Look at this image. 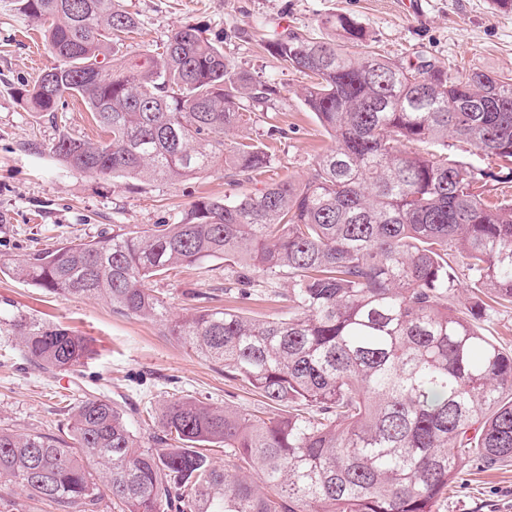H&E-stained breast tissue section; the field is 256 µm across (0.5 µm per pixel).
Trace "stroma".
I'll use <instances>...</instances> for the list:
<instances>
[{"instance_id": "stroma-1", "label": "stroma", "mask_w": 512, "mask_h": 512, "mask_svg": "<svg viewBox=\"0 0 512 512\" xmlns=\"http://www.w3.org/2000/svg\"><path fill=\"white\" fill-rule=\"evenodd\" d=\"M137 19L125 39L128 56L161 52L170 33L200 30L223 46L232 64L276 82L279 96L268 121L230 132L266 142L269 124L284 135L274 145L271 175L305 179L331 143L299 95L305 79L284 68L269 41L294 31L321 38L322 17L350 15L370 32L373 49L400 63L435 58L460 71L512 77V11L493 0H120ZM41 21L27 17L21 0H0V263L74 239L173 224L197 200L224 199L260 189L238 184L215 168L176 181L158 180L129 191L121 178L90 176L64 166L52 147L61 136L98 139L100 131L79 99L53 114L27 109L21 100L57 60L40 39ZM169 317L233 303L224 293V263L208 260L149 281ZM0 310L20 312L90 337L93 356L74 372L44 371L25 361L13 337L0 333V426L24 434H52L76 394H104L122 406L161 412L172 400L199 399L259 409L261 402L217 365L164 335L160 322L125 315L104 299H64L0 272ZM438 512H512V462L494 468L468 463Z\"/></svg>"}]
</instances>
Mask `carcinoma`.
<instances>
[{"label": "carcinoma", "mask_w": 512, "mask_h": 512, "mask_svg": "<svg viewBox=\"0 0 512 512\" xmlns=\"http://www.w3.org/2000/svg\"><path fill=\"white\" fill-rule=\"evenodd\" d=\"M21 2L58 60L23 103L55 112L79 98L102 133L53 145L68 168L135 191L219 164L245 180L272 167L268 145L226 133L280 88L196 28L136 62L116 51L137 26L119 0ZM321 27L325 38L270 43L310 78L300 95L333 141L303 181L198 200L177 224L67 240L8 266L49 293L161 322L272 412L177 399L146 448L126 409L85 395L56 435L0 428V479L68 512L103 488L118 512H436L464 461L512 462V352L481 332L488 310L512 304V202L477 191L501 177L449 151L466 143L512 163V79L423 56L403 66L342 13ZM206 259L224 261L242 300L258 277L287 281L288 313L167 319L146 282ZM2 330L44 370L74 371L94 353L89 338L21 312L0 315ZM216 445L222 465L204 452Z\"/></svg>", "instance_id": "1"}]
</instances>
